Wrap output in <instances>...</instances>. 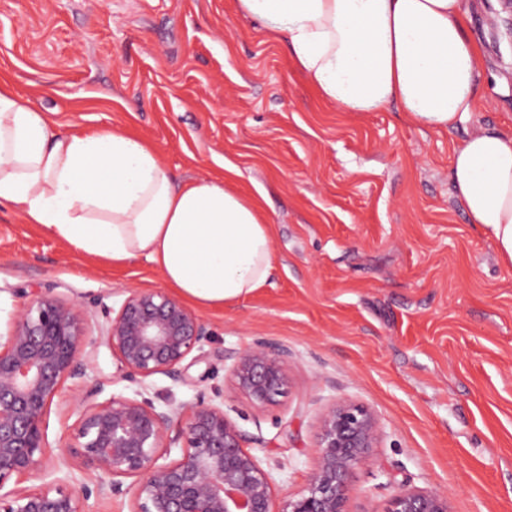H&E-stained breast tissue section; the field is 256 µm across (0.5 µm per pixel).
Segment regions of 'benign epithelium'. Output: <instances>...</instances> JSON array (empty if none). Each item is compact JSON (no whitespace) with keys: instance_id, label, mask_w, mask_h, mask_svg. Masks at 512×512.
Listing matches in <instances>:
<instances>
[{"instance_id":"obj_1","label":"benign epithelium","mask_w":512,"mask_h":512,"mask_svg":"<svg viewBox=\"0 0 512 512\" xmlns=\"http://www.w3.org/2000/svg\"><path fill=\"white\" fill-rule=\"evenodd\" d=\"M209 339L197 314L157 290H131L114 316L95 325L75 302L40 294L25 303L0 335V512H83L93 494L129 495L130 512H349L353 475L382 436L366 405L344 399L324 409L311 473L276 511L271 472L215 398L200 393L192 403L159 409L145 397L99 402L101 386H82L94 343L112 351L120 379L141 384L157 374L179 377L183 361ZM287 356L264 340L236 353L233 377L255 406L274 405L289 391ZM68 382L81 388L69 447L88 481L1 492L45 456L43 424ZM174 448L180 457L160 462ZM386 512H451L448 492L402 486Z\"/></svg>"}]
</instances>
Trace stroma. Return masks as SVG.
<instances>
[{
    "label": "stroma",
    "instance_id": "1",
    "mask_svg": "<svg viewBox=\"0 0 512 512\" xmlns=\"http://www.w3.org/2000/svg\"><path fill=\"white\" fill-rule=\"evenodd\" d=\"M465 7L484 51L479 110L437 132L392 106L324 102L238 0H0V81L58 133L139 135L175 183L229 179L271 226L269 285L200 310L212 337L181 377L136 387L95 346L102 399L140 390L161 408L219 394L282 497L312 469L320 412L348 398L383 432L354 474L350 512H384L401 486L447 490L451 512H512V265L468 222L451 171L467 133L512 135V13L501 0ZM165 287L144 260L101 266L0 207L1 328L37 291L101 322L128 289ZM256 340L287 348L294 381L263 409L230 372ZM73 391L54 399L46 455L18 486L83 481L66 446Z\"/></svg>",
    "mask_w": 512,
    "mask_h": 512
}]
</instances>
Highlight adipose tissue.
Wrapping results in <instances>:
<instances>
[{"mask_svg": "<svg viewBox=\"0 0 512 512\" xmlns=\"http://www.w3.org/2000/svg\"><path fill=\"white\" fill-rule=\"evenodd\" d=\"M288 44L325 102L347 112L397 105L414 124L456 127L477 104L482 54L461 0H239ZM455 196L512 263V135L479 131L455 146ZM89 257L142 258L203 309L268 285L269 224L225 180L175 185L146 140L60 134L47 113L0 83V206Z\"/></svg>", "mask_w": 512, "mask_h": 512, "instance_id": "ef3b65f1", "label": "adipose tissue"}]
</instances>
